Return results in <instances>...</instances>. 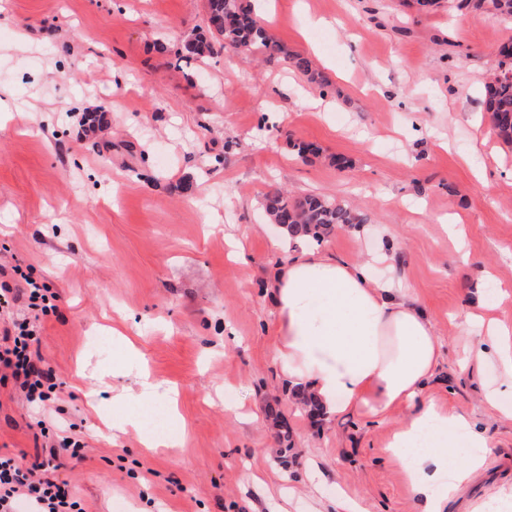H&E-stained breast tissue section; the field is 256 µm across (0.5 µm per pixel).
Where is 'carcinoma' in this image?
<instances>
[{"label":"carcinoma","mask_w":512,"mask_h":512,"mask_svg":"<svg viewBox=\"0 0 512 512\" xmlns=\"http://www.w3.org/2000/svg\"><path fill=\"white\" fill-rule=\"evenodd\" d=\"M455 7L478 14L512 19V0H457ZM204 25L207 34L192 42L194 50L178 60L219 54L227 49L241 53H284L267 30L268 22L250 0H207ZM502 59L492 67L485 84L484 112L497 135L512 144V42L500 46ZM262 208L268 219L289 229L300 226L307 239L321 243L336 228L365 224L366 214L354 211L333 197L305 195L289 198L278 189L267 192Z\"/></svg>","instance_id":"cac0c4a2"}]
</instances>
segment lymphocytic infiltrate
<instances>
[{"label":"lymphocytic infiltrate","instance_id":"lymphocytic-infiltrate-1","mask_svg":"<svg viewBox=\"0 0 512 512\" xmlns=\"http://www.w3.org/2000/svg\"><path fill=\"white\" fill-rule=\"evenodd\" d=\"M60 296L47 284L23 273L19 266L0 264V383L14 382L23 399L41 412V435H52L48 457L28 467L0 455V512H83L57 475L64 458L85 459L86 445L65 435L62 427H48L43 414L58 399L62 384L42 366L39 315L56 310Z\"/></svg>","mask_w":512,"mask_h":512}]
</instances>
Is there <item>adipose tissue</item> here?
<instances>
[{"instance_id":"1","label":"adipose tissue","mask_w":512,"mask_h":512,"mask_svg":"<svg viewBox=\"0 0 512 512\" xmlns=\"http://www.w3.org/2000/svg\"><path fill=\"white\" fill-rule=\"evenodd\" d=\"M276 360L307 390L324 419L365 415L382 421L408 409L386 451L410 484L419 512H443L449 497L480 469L488 439L471 418L449 412L425 390L442 356L429 313L410 289L372 278L367 265L303 252L274 285ZM470 353L494 356L498 386L485 404L512 419V323L467 313Z\"/></svg>"}]
</instances>
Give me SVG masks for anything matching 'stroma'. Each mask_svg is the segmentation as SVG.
I'll list each match as a JSON object with an SVG mask.
<instances>
[{"label":"stroma","mask_w":512,"mask_h":512,"mask_svg":"<svg viewBox=\"0 0 512 512\" xmlns=\"http://www.w3.org/2000/svg\"><path fill=\"white\" fill-rule=\"evenodd\" d=\"M257 2L327 88L280 56L177 64L206 0H0V261L61 297L41 319V354L64 383L51 414L87 444L61 474L86 512H336L342 494L363 512H418L385 451L404 412L313 417L274 359L271 284L299 251L275 247L280 227L264 220L276 187L367 214L320 252L355 263L398 243L388 270L443 345L427 394L490 441L445 507L477 512L512 488V420L483 403L496 364L458 368L469 310L512 322V146L481 108L512 22L409 0ZM301 143L321 156L299 157ZM231 237L248 264L229 259ZM487 270L495 279L477 293ZM129 340L139 353L127 358ZM143 367L159 388L146 407ZM140 411L161 415L166 447L113 430V415ZM35 418L0 384V453L44 457Z\"/></svg>","instance_id":"stroma-1"}]
</instances>
